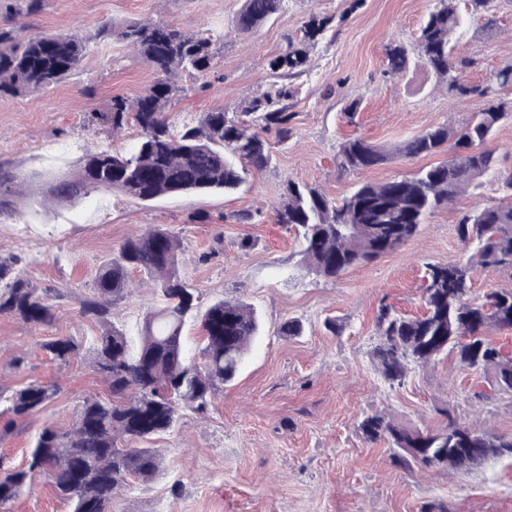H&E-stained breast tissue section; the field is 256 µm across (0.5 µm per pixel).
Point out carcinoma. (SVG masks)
<instances>
[{
	"label": "carcinoma",
	"mask_w": 512,
	"mask_h": 512,
	"mask_svg": "<svg viewBox=\"0 0 512 512\" xmlns=\"http://www.w3.org/2000/svg\"><path fill=\"white\" fill-rule=\"evenodd\" d=\"M419 28L418 59L446 84L448 94L486 99V107L461 129L439 124L402 142L394 150L361 137L342 142L336 168L358 173L393 161L431 156L444 150L448 158L409 175L385 182L361 181L340 197L316 184L288 182L273 206L276 223L296 229L306 268L326 278L369 264L412 238L427 217L448 206L465 188L491 175L512 191V173L497 167L495 150L486 148L498 124L507 117L498 89L512 85V66L496 73L485 85H472L451 56L454 34L466 26L454 0H440ZM283 0H243L233 28L250 34L278 14ZM334 17L312 14L301 35L267 63L273 81L240 112L202 113L194 122L178 123L169 104L184 91L183 75L207 74L217 58L221 35L213 30L187 34L163 21L105 24L100 33L132 46L155 73V81L138 98H112L109 111L96 114L112 133L129 126L137 141L126 152L98 149L86 153L75 174L55 179L52 201H71L91 192H117L141 201L188 192H230L262 171L273 160L272 140L285 143L294 135L295 113L288 105L284 80L305 72L308 47L333 26ZM87 43L75 34H38L20 39L0 27V96L44 91L79 67ZM385 74L407 71L410 58L404 46L386 48ZM0 216L13 214L17 182L0 165ZM458 236L467 259L427 265L423 297L425 312L406 318L381 305L376 318L377 370L389 384L402 385L408 365L426 366L444 354H454L465 367L488 375L497 393L512 396V358L487 338L491 328H512V288L471 296L475 267L512 270V200L466 214ZM179 239L156 227L127 238L112 259L95 275V294L82 313L99 322L91 354L106 375L112 398L87 400L73 429L44 427L31 447L28 467L0 476V509L30 490L33 476L47 474L58 494L69 500L72 512H112V498L133 476L149 480L161 470L153 448L137 444L171 431L182 408L207 409L216 391L240 373L251 340L259 334L254 307L219 300L199 310L197 297L179 268ZM136 272L160 292L161 305L147 313L141 326V345L130 349L125 333L109 321L113 304L129 291ZM0 315L33 326L54 319L47 294L32 287L15 268V259L0 257ZM199 323L202 361L189 358L183 329L189 319ZM54 360L67 363L78 345L69 338L43 344ZM56 393L55 386L31 382L8 398L14 420L40 412ZM358 430L368 441L385 438L395 462L447 471H469L494 457L512 456V433H498L449 420L440 431L406 426L385 414L360 420Z\"/></svg>",
	"instance_id": "1"
}]
</instances>
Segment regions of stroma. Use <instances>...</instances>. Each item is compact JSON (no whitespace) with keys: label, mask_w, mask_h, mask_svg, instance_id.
<instances>
[{"label":"stroma","mask_w":512,"mask_h":512,"mask_svg":"<svg viewBox=\"0 0 512 512\" xmlns=\"http://www.w3.org/2000/svg\"><path fill=\"white\" fill-rule=\"evenodd\" d=\"M438 0H285L277 17L256 32L238 35L231 21L242 0H41L30 15L24 0H0V26L27 38L78 32L95 44L78 70L51 89L0 96V163L21 179L51 169L76 172L90 148L123 150L135 141L128 127L115 135L94 115L115 96L134 99L154 73L125 43L103 39L105 23L151 19L193 33H224L219 59L204 76H183L174 99L177 119L239 111L262 94L267 60L297 35L312 14L336 17V26L311 49L306 72L290 78L294 137L273 149V161L232 194H184L142 202L93 192L45 210L41 194L21 189L16 215L0 217V255L17 260L24 278L52 295L54 321L31 327L0 315V473L26 467L43 427L69 428L86 399L109 398L105 375L90 353L97 321L82 313L93 293L97 267L129 236L162 226L179 236V265L199 295L200 307L224 299L252 304L261 334L237 379L215 396L205 415L181 409L177 426L149 440L163 469L152 480H132L112 500V512H512V459L494 458L469 472L404 469L386 441L363 439L358 422L384 413L403 424L439 430L448 420L479 421L512 432V397L492 394L482 371L448 357L410 366L403 385L377 372L380 304L411 317L423 311L427 265L460 259L456 226L478 207L507 194L501 181L482 178L448 207L437 210L416 237L377 261L339 278L308 272L295 230L275 223L270 211L287 181L320 185L342 195L361 181L382 182L438 163V156L396 160L358 174L337 170L336 151L350 137L393 146L439 124L462 129L485 107L483 99L456 100L423 63L401 77L383 73L385 47L415 52L418 29ZM455 61L467 62L469 82H488L512 64V0H492L490 11L470 12L453 42ZM354 118H347L349 104ZM263 208L260 221L238 213ZM251 247L240 250L242 238ZM159 294L134 286L113 305L109 320L138 348L146 312ZM289 318L303 335L282 337ZM335 320L338 329L326 328ZM67 337L80 346L70 363L52 359L45 342ZM33 381L58 393L42 411L14 423L7 396ZM52 481L33 478L32 489L9 512H71Z\"/></svg>","instance_id":"obj_1"}]
</instances>
